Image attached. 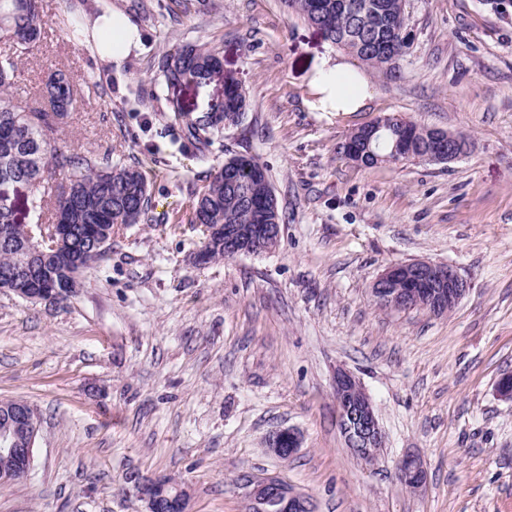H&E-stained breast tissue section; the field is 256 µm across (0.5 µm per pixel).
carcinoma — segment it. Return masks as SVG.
Wrapping results in <instances>:
<instances>
[{
  "mask_svg": "<svg viewBox=\"0 0 512 512\" xmlns=\"http://www.w3.org/2000/svg\"><path fill=\"white\" fill-rule=\"evenodd\" d=\"M288 10L320 29L326 39L356 56L377 73L396 75L409 53L404 36L409 27V0H283ZM45 22L39 0H0V41L12 43L24 55L41 39ZM19 59H0V186L25 183L38 217L50 214V224H70L82 230L101 228L96 243L75 235L59 252L41 261L39 270L67 288L84 285L85 273L112 252V228L137 224L146 214L149 198L145 174L105 150L95 156L80 155L58 146V125L73 105L75 88L59 75L46 86L50 111L22 108L14 103L12 79ZM223 63L217 48L207 42L186 44L164 52L159 70L167 83H207L219 78ZM243 89L225 94L224 103L184 124L187 140L204 149L224 124L237 127L247 112ZM388 129L366 145L363 127L352 129L345 140L356 147L357 160L372 167L376 158L392 154L403 132L416 134L415 152L427 147L423 129L408 127L390 117ZM266 168L253 156L240 158L234 175L220 166L195 197L192 223L258 224L256 202L265 197L279 207L271 182L257 179ZM27 237L12 211L0 197V286L12 284L27 263Z\"/></svg>",
  "mask_w": 512,
  "mask_h": 512,
  "instance_id": "cac0c4a2",
  "label": "carcinoma"
}]
</instances>
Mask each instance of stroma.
I'll return each instance as SVG.
<instances>
[{"mask_svg": "<svg viewBox=\"0 0 512 512\" xmlns=\"http://www.w3.org/2000/svg\"><path fill=\"white\" fill-rule=\"evenodd\" d=\"M40 0L46 20L13 91L42 107L55 72L78 88L62 145L108 147L146 175L149 208L112 238L84 288L47 307L0 291V399H23L39 431L31 475L0 487V512H145L134 479L186 488L188 512H243L244 477L275 474L316 512H512V14L481 0H410L399 76L367 73L354 112H320L312 68L338 49L281 0ZM118 11L142 36L116 65L75 41ZM218 47L248 98L241 126L198 150L178 114L224 100V85L167 84L160 54ZM95 85H88L87 76ZM384 115L463 132L455 161H347L346 134ZM267 169L282 213L277 248L195 265L194 197L225 157ZM452 265L470 288L455 308L380 307L388 266ZM344 366L370 395L385 443L356 460L337 425ZM293 428L282 460L266 442ZM426 482L397 479L405 452Z\"/></svg>", "mask_w": 512, "mask_h": 512, "instance_id": "1", "label": "stroma"}]
</instances>
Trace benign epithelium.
Here are the masks:
<instances>
[{
	"instance_id": "obj_1",
	"label": "benign epithelium",
	"mask_w": 512,
	"mask_h": 512,
	"mask_svg": "<svg viewBox=\"0 0 512 512\" xmlns=\"http://www.w3.org/2000/svg\"><path fill=\"white\" fill-rule=\"evenodd\" d=\"M470 146L469 138L454 132L441 133L433 139L423 161L437 162L448 153V161L464 155ZM207 233L214 241L224 240V254L237 257L274 250L280 238L277 224H207ZM31 270L36 260L46 255L45 245L53 239L61 245L73 234L69 224H54L46 232L44 224L25 225ZM468 282L447 264L413 261L388 267L372 283L376 301L391 309L421 307L431 313L452 309L465 296ZM17 295L28 301L53 302L72 295L58 288L56 282L43 279L26 292L16 289ZM333 393L338 419L348 448L364 463L376 461L384 444V433L376 416L372 400L359 380L342 367L333 376ZM37 434L36 413L23 401L0 412V486L11 484L29 475L35 455ZM298 432L282 430L267 440L272 453L288 457L300 447ZM398 477L410 489L416 490L425 480L420 458L406 454L398 465ZM245 512H268L275 505L278 512H314L312 500L291 489L276 477L251 479L247 483ZM136 494L146 502L147 512H187L188 494L184 487L166 477L139 479L134 482Z\"/></svg>"
}]
</instances>
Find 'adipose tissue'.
I'll return each mask as SVG.
<instances>
[{
  "instance_id": "1",
  "label": "adipose tissue",
  "mask_w": 512,
  "mask_h": 512,
  "mask_svg": "<svg viewBox=\"0 0 512 512\" xmlns=\"http://www.w3.org/2000/svg\"><path fill=\"white\" fill-rule=\"evenodd\" d=\"M98 38L96 51L107 62L122 63L131 46L140 41L137 25L127 16L105 13L94 23ZM325 94L324 104L339 112L361 107L368 95L367 83L362 75L340 58L327 57L314 72Z\"/></svg>"
}]
</instances>
